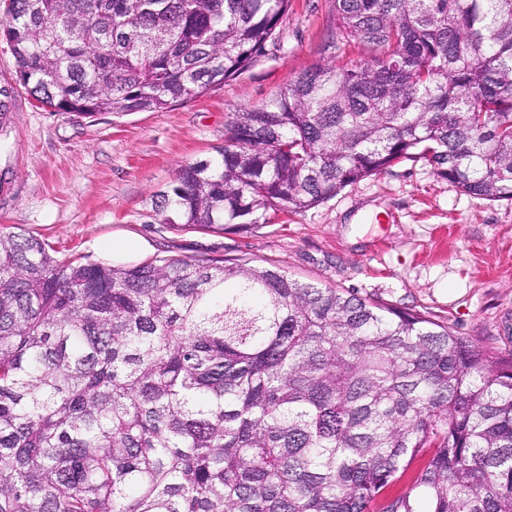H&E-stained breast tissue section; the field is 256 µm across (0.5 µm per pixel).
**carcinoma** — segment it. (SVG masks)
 I'll return each instance as SVG.
<instances>
[{"label": "carcinoma", "mask_w": 512, "mask_h": 512, "mask_svg": "<svg viewBox=\"0 0 512 512\" xmlns=\"http://www.w3.org/2000/svg\"><path fill=\"white\" fill-rule=\"evenodd\" d=\"M55 112H162L280 43L292 0H3ZM316 65L153 201L304 213L401 159L512 200V0H331ZM425 459L411 490L385 488ZM0 512H512V354L246 259L61 260L0 232Z\"/></svg>", "instance_id": "cac0c4a2"}]
</instances>
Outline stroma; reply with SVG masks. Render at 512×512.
<instances>
[{
  "mask_svg": "<svg viewBox=\"0 0 512 512\" xmlns=\"http://www.w3.org/2000/svg\"><path fill=\"white\" fill-rule=\"evenodd\" d=\"M329 0H293L281 44L239 76L163 112L78 118L43 107L15 78L0 39V86L12 119L0 133V231L32 235L56 257L138 264L161 257L244 258L293 277L416 312L477 349L512 353V201L462 193L423 162L403 160L299 215L246 231L153 223L152 200L179 165L214 157L231 112L265 104L317 64L365 58L328 46ZM136 239L122 256L100 248Z\"/></svg>",
  "mask_w": 512,
  "mask_h": 512,
  "instance_id": "1",
  "label": "stroma"
}]
</instances>
